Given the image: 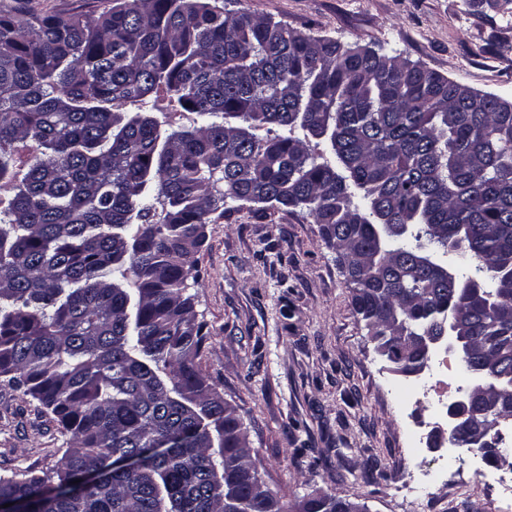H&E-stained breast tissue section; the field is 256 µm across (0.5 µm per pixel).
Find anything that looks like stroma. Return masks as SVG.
<instances>
[{"label":"stroma","instance_id":"35a3bbf8","mask_svg":"<svg viewBox=\"0 0 512 512\" xmlns=\"http://www.w3.org/2000/svg\"><path fill=\"white\" fill-rule=\"evenodd\" d=\"M111 0H0V16L99 12ZM340 44L420 62L512 101V15L470 0H227ZM195 254L194 310L205 325L200 367L234 406L258 473L285 503L321 492L367 512H497L491 479L512 455L447 461L431 371L396 372L375 349L351 291L306 212L227 202ZM69 438L36 401L0 382V473L54 469ZM432 467L425 487L404 477Z\"/></svg>","mask_w":512,"mask_h":512}]
</instances>
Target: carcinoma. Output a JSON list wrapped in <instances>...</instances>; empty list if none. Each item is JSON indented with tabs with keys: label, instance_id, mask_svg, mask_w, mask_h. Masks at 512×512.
Listing matches in <instances>:
<instances>
[{
	"label": "carcinoma",
	"instance_id": "cac0c4a2",
	"mask_svg": "<svg viewBox=\"0 0 512 512\" xmlns=\"http://www.w3.org/2000/svg\"><path fill=\"white\" fill-rule=\"evenodd\" d=\"M229 200L320 225L396 370L424 364L409 341L456 310L472 401L448 442L503 454L488 431L512 421V106L224 0H112L0 16V380L69 435L50 472L0 474V503L280 512L198 362L192 257ZM341 509L328 494L303 512Z\"/></svg>",
	"mask_w": 512,
	"mask_h": 512
}]
</instances>
